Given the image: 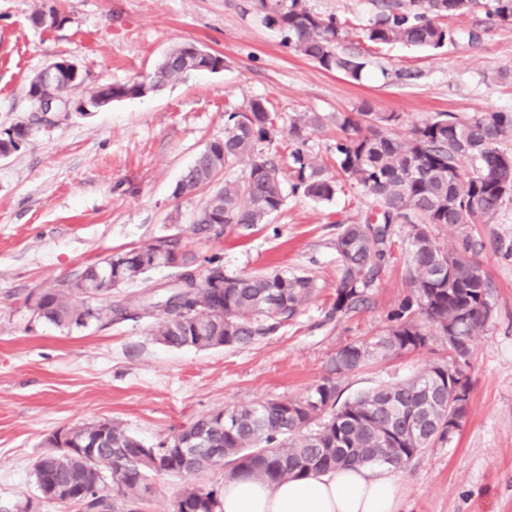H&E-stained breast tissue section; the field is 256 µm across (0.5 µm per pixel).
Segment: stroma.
Masks as SVG:
<instances>
[{
	"label": "stroma",
	"instance_id": "stroma-1",
	"mask_svg": "<svg viewBox=\"0 0 512 512\" xmlns=\"http://www.w3.org/2000/svg\"><path fill=\"white\" fill-rule=\"evenodd\" d=\"M317 15L345 21L343 51L365 63L360 79L329 72L290 51L257 0H0V132L30 127L19 151L0 159V506L78 512L38 497L33 464L56 430L115 420L145 444L222 409L297 399L326 374L337 349L384 333L387 313L408 293L403 260L368 289L367 308L336 319L343 224L375 214L374 200L350 183L315 202L288 194L269 223L222 236L198 233L196 215L212 193L174 190L207 145L224 136V112L268 101L281 127L302 112L322 116L307 148L333 167L337 115L363 107L397 113L394 134L439 112L512 110V26L484 9L448 19L453 43L437 50L364 41L358 27L382 0H304ZM61 9L66 21L36 27L37 10ZM196 42L223 55L220 72L193 71L157 92L92 112L33 115L31 77L67 59L82 71L79 100L103 83L123 84L153 71L174 46ZM455 247L471 234L473 260L492 282L493 315L476 336L466 369L467 417L455 440L423 449L395 469L398 512H512V203L492 223L461 230L437 226ZM175 237L197 261L219 256L226 272L288 270L317 290L277 334L244 348L171 349L146 320L106 328H62L39 319V289L73 278L84 266L159 237ZM448 344L370 362L340 379L341 400L427 370Z\"/></svg>",
	"mask_w": 512,
	"mask_h": 512
}]
</instances>
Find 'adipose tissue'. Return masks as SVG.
<instances>
[{
  "label": "adipose tissue",
  "instance_id": "adipose-tissue-1",
  "mask_svg": "<svg viewBox=\"0 0 512 512\" xmlns=\"http://www.w3.org/2000/svg\"><path fill=\"white\" fill-rule=\"evenodd\" d=\"M393 476L365 470L317 473L280 483L225 479L222 512H396Z\"/></svg>",
  "mask_w": 512,
  "mask_h": 512
}]
</instances>
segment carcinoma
Returning a JSON list of instances; mask_svg holds the SVG:
<instances>
[{
    "mask_svg": "<svg viewBox=\"0 0 512 512\" xmlns=\"http://www.w3.org/2000/svg\"><path fill=\"white\" fill-rule=\"evenodd\" d=\"M268 25L284 33L291 51L326 71L360 77V58L338 50L346 30L337 19L313 13L302 0H260ZM477 7L501 26H512V0H408L388 3L361 27L375 45L402 43L438 49L454 41L439 18L463 16ZM58 11L37 10L31 21L54 26L65 21ZM186 73L178 50L148 76L155 91ZM140 96L136 82L101 84L90 97L120 100ZM224 138L211 142L197 157L181 185L189 195L213 182L217 173L244 163V178L224 179L196 219L195 229L219 236L224 229L249 231L284 206L283 170L266 152L280 139L277 115L255 99L246 111H226ZM398 117L356 112L339 118L336 175L305 149L306 133L320 123L303 113L288 128V170L293 192L316 202L333 200L340 180L350 181L376 200L377 214L364 224H344L334 247L340 274L330 315L338 318L367 303L366 290L395 259L400 248L410 293L387 314L386 333L375 340L351 342L328 360V376L301 399L268 400L254 406L202 416L178 434L204 435L203 448L171 447L163 440L147 447L120 423L104 421L49 436L51 450L34 464L40 497L80 512H143V484L153 476L188 479L176 495L173 512H220L221 489L199 485L192 477L217 467L227 476L252 475L279 483L330 470L371 464L394 468L419 452L451 442L462 428L469 406L457 407L448 421V397L471 392L465 372L472 342L488 323L493 304L490 283L471 260L470 237L450 250L432 233L438 225L489 224L512 202V153L500 142L512 138V112L439 113L413 125L403 137L387 135L380 123ZM29 130H5L0 151L18 150ZM404 224L406 237L396 243L393 227ZM161 250L180 257L179 288L167 296L168 308L146 315L150 335L174 349L242 348L272 336L294 318L316 290L302 274L271 271L233 274L216 259L199 271L196 257L179 242L159 238L86 266L71 287L40 289L39 318L58 327H106L140 315H128V299H112L114 290L142 281L152 268L143 257ZM448 340V359L393 385L381 386L338 403L336 379L359 370L370 359L422 350L434 334Z\"/></svg>",
    "mask_w": 512,
    "mask_h": 512,
    "instance_id": "carcinoma-1",
    "label": "carcinoma"
}]
</instances>
